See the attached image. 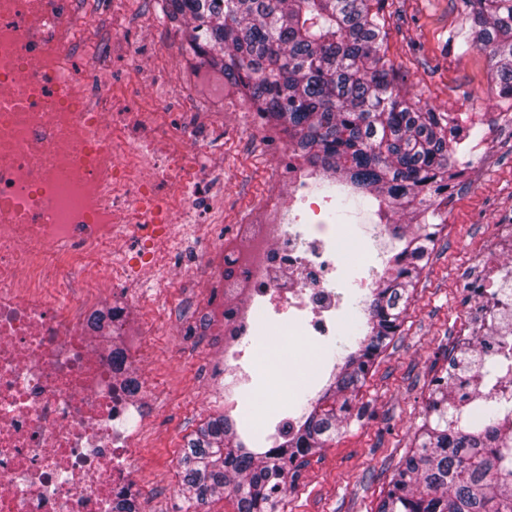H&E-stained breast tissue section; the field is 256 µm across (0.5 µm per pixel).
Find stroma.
<instances>
[{"mask_svg": "<svg viewBox=\"0 0 512 512\" xmlns=\"http://www.w3.org/2000/svg\"><path fill=\"white\" fill-rule=\"evenodd\" d=\"M383 12L384 49L404 88L474 130L454 156L464 174L439 208L445 227L400 329L351 399L335 438L299 466L278 512H374L423 425L437 422L431 410L436 384L473 336L466 321L477 300L468 283L496 259L494 226L512 214V107L498 102L486 53L465 45L469 19L454 0H384ZM125 19L134 38L141 26L153 25L157 40L143 43L142 52L157 55L171 90L197 97L201 120L233 128L224 141V217L232 219L270 188L265 166L271 147L259 131L244 126V95L200 66L182 30L159 14L154 0H130ZM141 288L153 298L158 331L153 353L138 367L154 378L158 396L137 476L140 512H236L232 496L199 505L181 492L179 460L188 437L224 412L215 382L224 366L222 339L209 337L201 350L181 336V328L198 321L193 281L162 289L148 281ZM255 382L260 398L240 407L246 422L266 425L280 412H305L307 404L296 394L310 392L309 382L285 388L271 369L258 371Z\"/></svg>", "mask_w": 512, "mask_h": 512, "instance_id": "1", "label": "stroma"}]
</instances>
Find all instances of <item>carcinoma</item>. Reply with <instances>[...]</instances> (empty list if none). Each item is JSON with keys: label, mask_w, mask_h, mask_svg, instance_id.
<instances>
[{"label": "carcinoma", "mask_w": 512, "mask_h": 512, "mask_svg": "<svg viewBox=\"0 0 512 512\" xmlns=\"http://www.w3.org/2000/svg\"><path fill=\"white\" fill-rule=\"evenodd\" d=\"M166 16L187 21L185 38L201 63L249 90L315 167L343 177L354 194L418 220L456 177L448 113L401 94L382 50L385 17L374 0H164ZM471 21L469 45L487 53L503 92L512 94V0H457ZM441 224L402 235L368 307L357 351L335 375L336 394L354 392L396 335L402 304L434 249ZM340 407L316 406L286 449L244 448L224 416L209 419L180 459L182 491L203 503L223 493L237 512H276L295 479L296 459L336 433ZM512 441L499 410L487 406L469 432L424 425L405 462L392 474L377 512H512Z\"/></svg>", "instance_id": "obj_1"}]
</instances>
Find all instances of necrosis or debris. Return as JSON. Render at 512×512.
Returning <instances> with one entry per match:
<instances>
[{"label": "necrosis or debris", "mask_w": 512, "mask_h": 512, "mask_svg": "<svg viewBox=\"0 0 512 512\" xmlns=\"http://www.w3.org/2000/svg\"><path fill=\"white\" fill-rule=\"evenodd\" d=\"M95 0H0V512H112L138 495L145 446L129 429L156 395L154 380L115 369L129 292L112 306V347L92 344L99 285L152 277L166 288L184 240L196 241L200 285L194 336L224 340V418L242 427L253 396L251 337L280 320L285 335L316 343L347 321L337 279L343 238L329 197L288 142L269 167L280 190L224 222V187L210 181L223 155L206 152L217 129L188 93L163 88L151 68L112 79L136 45L113 24L101 43ZM400 225L385 211L362 228L368 257L359 286L378 288ZM162 241L136 259L132 244ZM488 301L480 348L449 379L454 423L485 404L512 423V262L469 285ZM498 374L489 377L484 367Z\"/></svg>", "instance_id": "necrosis-or-debris-1"}]
</instances>
